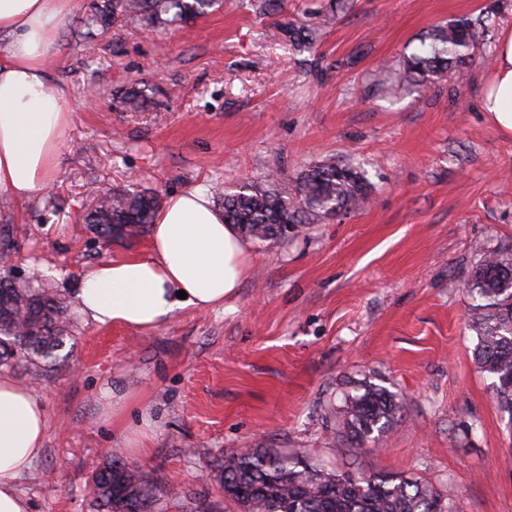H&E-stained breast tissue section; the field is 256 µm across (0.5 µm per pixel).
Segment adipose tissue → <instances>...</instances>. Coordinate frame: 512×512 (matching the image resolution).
I'll list each match as a JSON object with an SVG mask.
<instances>
[{
    "label": "adipose tissue",
    "instance_id": "obj_1",
    "mask_svg": "<svg viewBox=\"0 0 512 512\" xmlns=\"http://www.w3.org/2000/svg\"><path fill=\"white\" fill-rule=\"evenodd\" d=\"M77 0H0V193L25 200L50 185L74 110L48 69L58 33ZM480 107L512 133V31L499 40ZM151 255L96 265L77 294L79 311L102 325L159 326L181 308L223 304L240 288L249 245L199 190L169 195L150 232ZM185 298H178V291ZM41 400L0 375V512H30L19 477L44 449Z\"/></svg>",
    "mask_w": 512,
    "mask_h": 512
}]
</instances>
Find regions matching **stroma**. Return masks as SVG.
<instances>
[{
	"mask_svg": "<svg viewBox=\"0 0 512 512\" xmlns=\"http://www.w3.org/2000/svg\"><path fill=\"white\" fill-rule=\"evenodd\" d=\"M90 0L61 28L50 71L77 107L50 187L0 213V275L46 283L68 309L57 357L11 376L45 405L44 450L18 481L31 512H89L109 449L183 498L167 512H237L217 479L229 448H287L327 469L421 477L452 512H512V433L492 380L473 361L465 283L477 246L512 248V134L479 108L490 66L477 61L416 94L371 91L433 25L489 14L512 28V0H354L297 52L284 22L312 23V0H224L152 32L115 23L76 41ZM152 88L140 112L120 95ZM352 162L373 189L359 210L251 244L238 294L136 330L83 316L76 295L103 261L150 254L149 234L103 245L81 222L96 198L139 183L161 196L232 189L309 165ZM370 381L403 397L379 447L336 429L334 410ZM130 404L112 412L113 393ZM147 431L145 449L131 447Z\"/></svg>",
	"mask_w": 512,
	"mask_h": 512,
	"instance_id": "1",
	"label": "stroma"
}]
</instances>
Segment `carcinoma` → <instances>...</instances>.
Masks as SVG:
<instances>
[{
  "label": "carcinoma",
  "instance_id": "cac0c4a2",
  "mask_svg": "<svg viewBox=\"0 0 512 512\" xmlns=\"http://www.w3.org/2000/svg\"><path fill=\"white\" fill-rule=\"evenodd\" d=\"M219 0H92L82 21L81 37L89 39L112 23L130 20L156 31L206 15ZM349 9L348 0H327L318 16L329 22ZM489 17L478 15L434 26L420 47L403 57L398 83L421 94L448 81L488 43ZM318 26L287 23L281 37L301 52L312 50ZM145 89L132 85L123 103L144 106ZM372 184L351 164L322 162L296 177L293 189L281 187L279 175L245 180L219 194L224 223L263 244L288 237L301 224L337 217L364 204ZM161 205L159 194L131 184L104 194L82 222L101 236L133 237L152 223ZM472 297L471 327L476 335L474 362L494 379L495 399L512 433V250L483 254L466 283ZM69 339L62 307L45 289L19 290L0 280V367L20 361L48 359ZM403 399L372 383L344 397L336 408V426L359 447L379 443L385 427L397 419ZM224 496L240 512H448L442 496L405 473L367 474L318 466L306 456L283 448H233L220 464ZM182 491L148 479L141 467L122 460L118 449L93 481L95 512H163L162 502Z\"/></svg>",
  "mask_w": 512,
  "mask_h": 512
}]
</instances>
